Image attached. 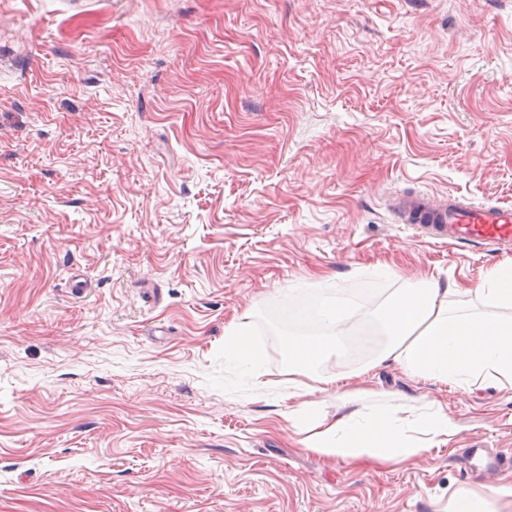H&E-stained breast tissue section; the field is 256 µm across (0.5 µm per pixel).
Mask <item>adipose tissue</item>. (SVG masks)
<instances>
[{"instance_id":"1","label":"adipose tissue","mask_w":512,"mask_h":512,"mask_svg":"<svg viewBox=\"0 0 512 512\" xmlns=\"http://www.w3.org/2000/svg\"><path fill=\"white\" fill-rule=\"evenodd\" d=\"M475 302L485 306V313L469 312ZM491 307L512 309V263L498 266L488 280L471 287L435 277L407 283L374 314L384 342L366 368L394 364L465 390L478 383L512 390V320L492 318L487 313ZM344 319L336 305L320 303L318 335L292 337L285 346L289 374L308 378L320 360L343 356L339 327ZM307 430V448L327 457L399 463L429 452L454 435L456 426L437 408L403 416L384 407L325 416Z\"/></svg>"}]
</instances>
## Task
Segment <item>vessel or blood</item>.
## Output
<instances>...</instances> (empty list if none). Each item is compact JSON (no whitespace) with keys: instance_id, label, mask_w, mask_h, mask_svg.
<instances>
[{"instance_id":"b4317fda","label":"vessel or blood","mask_w":512,"mask_h":512,"mask_svg":"<svg viewBox=\"0 0 512 512\" xmlns=\"http://www.w3.org/2000/svg\"><path fill=\"white\" fill-rule=\"evenodd\" d=\"M393 212L414 225L422 236L449 243L503 244L512 242V206L472 205L449 196H394Z\"/></svg>"}]
</instances>
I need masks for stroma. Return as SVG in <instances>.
<instances>
[{"mask_svg": "<svg viewBox=\"0 0 512 512\" xmlns=\"http://www.w3.org/2000/svg\"><path fill=\"white\" fill-rule=\"evenodd\" d=\"M512 205V0H0V512H455L505 489L512 390L361 368L288 384L271 312L475 285L511 245L396 223L395 193ZM250 312L257 366L224 358ZM401 464L289 412L421 411ZM491 493L485 497L472 494L469 490L459 488L455 491L454 497L459 508L469 506L468 512H498L495 510V501L498 496L506 494L502 488H490Z\"/></svg>", "mask_w": 512, "mask_h": 512, "instance_id": "35a3bbf8", "label": "stroma"}]
</instances>
